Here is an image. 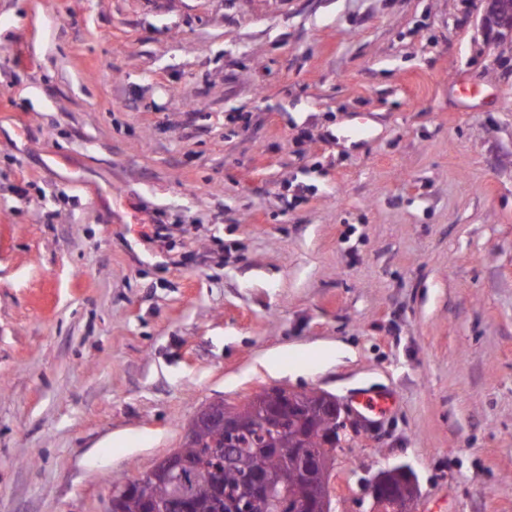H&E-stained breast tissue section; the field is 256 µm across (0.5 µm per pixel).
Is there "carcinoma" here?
<instances>
[{"instance_id": "cac0c4a2", "label": "carcinoma", "mask_w": 512, "mask_h": 512, "mask_svg": "<svg viewBox=\"0 0 512 512\" xmlns=\"http://www.w3.org/2000/svg\"><path fill=\"white\" fill-rule=\"evenodd\" d=\"M282 448H315L325 451L319 431L300 423L297 413L286 409L279 413ZM270 430L247 424L236 434L224 429H203L183 453L198 467L192 481L194 512H229L225 501L240 498L242 478L257 472H274L282 466L275 444L268 440ZM169 487L144 484L135 489L121 506V512H142V499L163 497Z\"/></svg>"}]
</instances>
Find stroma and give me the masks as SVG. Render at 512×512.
<instances>
[{
    "label": "stroma",
    "mask_w": 512,
    "mask_h": 512,
    "mask_svg": "<svg viewBox=\"0 0 512 512\" xmlns=\"http://www.w3.org/2000/svg\"><path fill=\"white\" fill-rule=\"evenodd\" d=\"M485 9L0 0V512H106L269 386L392 393L333 512L399 464L415 512H512V41Z\"/></svg>",
    "instance_id": "stroma-1"
}]
</instances>
